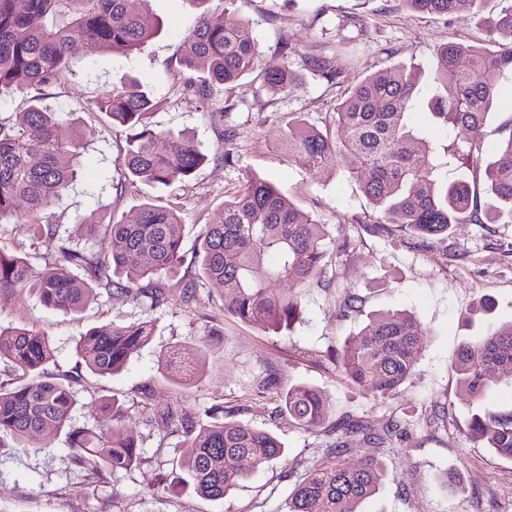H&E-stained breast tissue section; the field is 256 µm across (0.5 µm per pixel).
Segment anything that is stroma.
Instances as JSON below:
<instances>
[{"label":"stroma","instance_id":"35a3bbf8","mask_svg":"<svg viewBox=\"0 0 512 512\" xmlns=\"http://www.w3.org/2000/svg\"><path fill=\"white\" fill-rule=\"evenodd\" d=\"M210 6L222 10L227 23H248L264 61H271L281 44L290 45L297 81L288 92L273 95L250 74L217 87L206 100L188 94L175 58L199 14L194 0H151L161 30L131 55L81 45L78 67L44 96L58 114L61 133L78 131L87 146L76 184L52 210L60 236L98 250L90 219L109 213L130 219L140 204L150 202L177 210L190 248L206 225L222 221L225 199L254 173L349 247L326 271L330 287L310 283L301 322L280 333L225 316L224 290L211 283L198 288L196 304L185 305L178 277L164 273L155 277L165 292L155 309L103 293L82 312L66 314L41 305L30 289H0V325H25L49 336L55 348L49 369L58 374L74 373L75 343L88 328L114 321L156 324L152 342L120 373L84 374L73 414L75 424L108 433L112 421L100 412L101 399L123 400L122 428L142 446L140 462L92 483L72 464L66 432L49 435L48 448L39 453L0 447V512H286L295 483L336 439L330 427L306 429L275 415L278 395L296 383L325 391L331 423L350 419L376 430L395 426L384 444H359L344 458L353 467L371 454L384 464L382 486L361 503L360 512H512V461L469 439L470 404L450 369L458 346L482 334L488 321L512 319V224H458L447 239L425 243L392 229H374L378 213L346 171L309 172L283 146L289 120L299 117L324 128L337 102L386 64L420 67L419 89L430 96L438 47L451 40L484 43L498 0L479 14L449 16L410 13L400 0H235L230 6L211 0ZM321 56L338 72L337 80L305 66V59ZM132 79L147 85L158 102L149 118L153 127L188 131L208 153V162L189 181L150 187L126 180L127 129L86 110L90 98ZM499 84L500 103L480 134L482 152L462 170L481 195L485 166L504 125L512 122V75L501 76ZM26 214L21 201L15 216L0 221V248L27 255L38 277L52 268L53 251L27 224ZM346 291L360 302L357 311L344 316L338 298ZM483 295L495 302L492 315L472 310ZM396 309L415 315L430 334L408 381L393 395L377 398L347 385L326 351L357 333L370 314ZM191 344L201 345L203 354L187 366L192 381L175 384L164 358L174 347ZM269 375L273 387L258 393V382ZM169 405L199 412L237 408L252 426L274 432L284 453L221 500L171 488L165 477L175 470L180 439L143 421L147 407Z\"/></svg>","mask_w":512,"mask_h":512}]
</instances>
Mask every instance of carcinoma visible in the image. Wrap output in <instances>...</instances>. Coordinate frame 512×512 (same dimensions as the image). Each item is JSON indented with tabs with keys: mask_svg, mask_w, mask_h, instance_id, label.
Wrapping results in <instances>:
<instances>
[{
	"mask_svg": "<svg viewBox=\"0 0 512 512\" xmlns=\"http://www.w3.org/2000/svg\"><path fill=\"white\" fill-rule=\"evenodd\" d=\"M485 2L402 0L410 10L439 16L462 8L477 13ZM500 2V11L489 20L493 46L450 41L438 49L431 72L435 91L426 102L434 124L478 130L498 103V79L512 73V0ZM158 29L149 9L132 13L126 0H0V98L32 91L25 107L0 119V222L22 200L37 233L57 238L51 209L75 181L84 143L75 132H59L56 113L43 105L44 91L73 71L78 44L130 55ZM291 54L282 46L261 70L267 90L282 93L297 80ZM258 56L246 24L227 25L224 14L205 9L180 46L177 65L206 100L213 87L253 72ZM417 84L414 68L404 65L369 74L336 104L331 122L340 131L337 137L301 119L288 123V156L311 172L345 168L379 210L378 223L392 224L412 237L446 236L455 224H512V132L499 141L486 167L490 199L482 204L468 182L448 180L423 132L410 123ZM156 105L153 93L133 80L87 102V109L133 130L123 156L126 178L169 187L189 177L207 154L186 133L153 128L148 118ZM478 152L480 144L473 141L450 145L444 148L446 165L465 164ZM96 224L102 229V250L90 252L58 238L54 268L37 279L26 255L0 249V288L28 287L43 306L66 314L82 311L101 289L159 305L164 292L151 279L162 271L175 275L186 262L177 211L146 203L132 220L103 216ZM327 239L324 225L272 183L250 175L224 201V220L208 225L194 248L191 267L197 274L183 280V301L197 302L202 279L224 288V312L238 321L274 332L289 329L301 316L299 289L320 279L333 255L346 251L347 243L332 246ZM288 281L298 291L282 292L279 285ZM154 333L150 320L91 328L76 342L81 368L116 375ZM426 336L427 328L412 315L386 311L372 316L327 356L348 385L384 398L412 375ZM53 361L49 337L24 325L0 326V365L22 372L19 379L0 382V444L9 437L24 446L66 428L71 461L86 478L98 482L131 469L141 453L138 442L118 426L123 402L113 395L102 401L101 411L112 418L110 435L74 425L75 385L82 373L57 377L48 371ZM454 370L459 390L472 403L469 437L512 461V411L495 412L485 405L491 386L504 374L512 375V321L464 342ZM279 402L280 411L298 426L317 428L328 421L329 397L313 386L294 384ZM150 418L182 437L177 483L205 499L226 497L283 451L272 432L253 427L232 408L201 415L168 407ZM345 433L379 445L390 429L377 432L350 421ZM351 452L346 440L331 444L293 489L287 512H357L358 503L379 491L384 468L372 456L347 467L342 458Z\"/></svg>",
	"mask_w": 512,
	"mask_h": 512,
	"instance_id": "cac0c4a2",
	"label": "carcinoma"
}]
</instances>
